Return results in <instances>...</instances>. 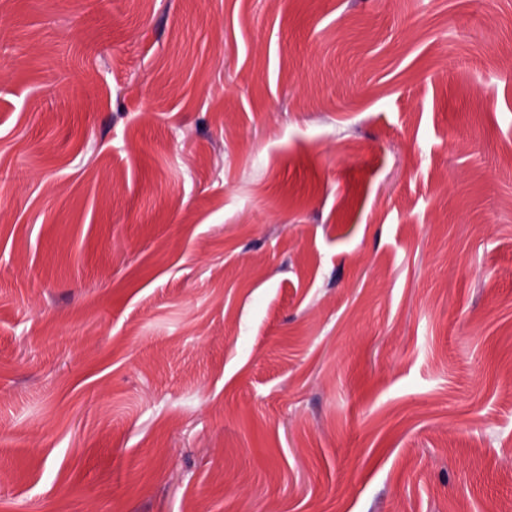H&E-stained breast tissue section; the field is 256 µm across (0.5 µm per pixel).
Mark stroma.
Instances as JSON below:
<instances>
[{
  "instance_id": "obj_1",
  "label": "stroma",
  "mask_w": 512,
  "mask_h": 512,
  "mask_svg": "<svg viewBox=\"0 0 512 512\" xmlns=\"http://www.w3.org/2000/svg\"><path fill=\"white\" fill-rule=\"evenodd\" d=\"M512 506V0H0V512Z\"/></svg>"
}]
</instances>
